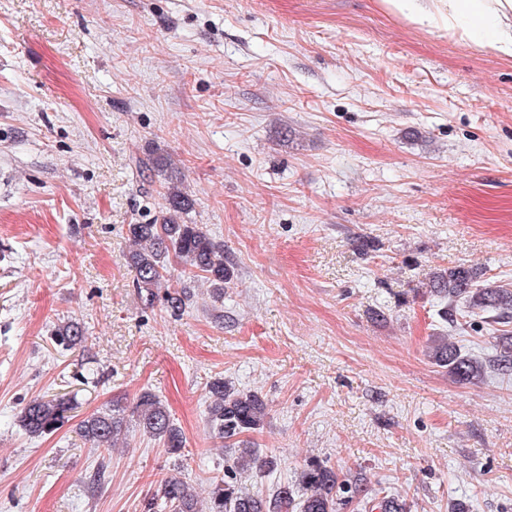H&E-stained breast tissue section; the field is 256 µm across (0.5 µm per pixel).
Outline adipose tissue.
<instances>
[{
  "mask_svg": "<svg viewBox=\"0 0 512 512\" xmlns=\"http://www.w3.org/2000/svg\"><path fill=\"white\" fill-rule=\"evenodd\" d=\"M419 27L512 60V0H380Z\"/></svg>",
  "mask_w": 512,
  "mask_h": 512,
  "instance_id": "obj_1",
  "label": "adipose tissue"
}]
</instances>
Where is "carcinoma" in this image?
Wrapping results in <instances>:
<instances>
[{"label":"carcinoma","mask_w":512,"mask_h":512,"mask_svg":"<svg viewBox=\"0 0 512 512\" xmlns=\"http://www.w3.org/2000/svg\"><path fill=\"white\" fill-rule=\"evenodd\" d=\"M139 169L147 168L162 173L168 167V157L154 154L147 161L135 160ZM165 214L148 224L128 225L133 249L128 262L136 272L135 288L145 305L159 302L172 317L184 312L190 299V284L199 281L209 284L212 297L224 299V289L235 278L232 266L224 262V245L215 242L200 224H186L180 215L193 208L188 194L172 185L162 194ZM181 267V280H171L172 265ZM481 273L475 269L458 268L431 276V292L448 300L450 307L443 312L453 320L451 303L464 299L469 313L495 312L497 323H512V289L501 285L478 284ZM51 340L62 351L83 346L85 326L68 321L55 327ZM429 357L436 365L448 369L457 382H470L481 376L485 369L506 375L512 371V331L503 329L495 336L496 355L483 363L461 353L445 336H437L429 346ZM209 404V422L220 439L236 441L237 450L224 465V474L210 482L206 508H198V501L190 487L176 476L166 478L156 493L144 504L145 512H339L357 495L380 512H406L404 498L385 492L378 505L368 498L369 489H352L327 462L312 459L300 471L297 481L283 484L267 498L243 494L237 476L257 462V451L248 440L240 436L263 428L267 417V404L255 392H243L231 381L215 377L206 385ZM77 408L76 398L64 395L41 397L28 402L20 412L19 422L32 438L51 434L70 420ZM135 421L143 434L159 441L167 454L179 458L185 448L182 431L171 419L165 404L153 392L145 390L137 397L135 406L127 408L119 400L104 410L81 421L80 435L92 447L110 449L127 432V418Z\"/></svg>","instance_id":"1"}]
</instances>
